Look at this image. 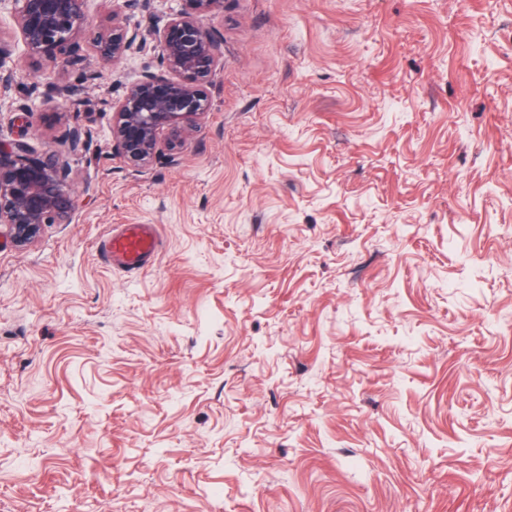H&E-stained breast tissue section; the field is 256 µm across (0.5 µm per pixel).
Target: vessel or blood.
<instances>
[{"label":"vessel or blood","instance_id":"1","mask_svg":"<svg viewBox=\"0 0 512 512\" xmlns=\"http://www.w3.org/2000/svg\"><path fill=\"white\" fill-rule=\"evenodd\" d=\"M158 246L154 225L123 224L104 242V260L125 272L136 273L148 265Z\"/></svg>","mask_w":512,"mask_h":512}]
</instances>
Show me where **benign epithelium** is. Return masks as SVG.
Wrapping results in <instances>:
<instances>
[{
    "instance_id": "benign-epithelium-1",
    "label": "benign epithelium",
    "mask_w": 512,
    "mask_h": 512,
    "mask_svg": "<svg viewBox=\"0 0 512 512\" xmlns=\"http://www.w3.org/2000/svg\"><path fill=\"white\" fill-rule=\"evenodd\" d=\"M86 2L0 0V10L10 8L18 35L14 41L0 31V60L21 45L31 58L53 68L65 66L80 47ZM183 2L161 29L145 35L114 25L90 42L95 54L112 61L143 49L149 37L162 47L165 73L144 75L111 106L112 152L133 167L152 165L197 128L209 108L210 79L224 62L222 38L198 22L199 16L218 10L223 0ZM88 142V132L74 127L59 148L48 152V159L40 160L24 139L0 138V224L9 226L14 242H31L45 224L69 222L77 208L69 185L70 160Z\"/></svg>"
}]
</instances>
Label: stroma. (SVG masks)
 Segmentation results:
<instances>
[{"mask_svg":"<svg viewBox=\"0 0 512 512\" xmlns=\"http://www.w3.org/2000/svg\"><path fill=\"white\" fill-rule=\"evenodd\" d=\"M223 2L210 110L146 169L110 105L161 47L89 39L180 0L0 65L1 138L91 134L69 223L0 235V512H512V0ZM120 224L160 230L142 272ZM157 246L154 224H120L104 241V261L127 273H137L155 256Z\"/></svg>","mask_w":512,"mask_h":512,"instance_id":"obj_1","label":"stroma"}]
</instances>
